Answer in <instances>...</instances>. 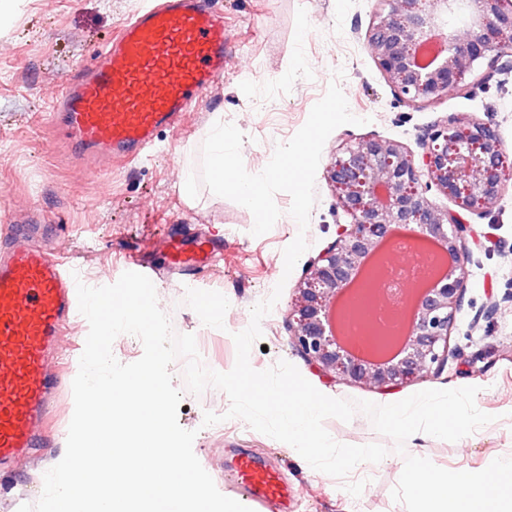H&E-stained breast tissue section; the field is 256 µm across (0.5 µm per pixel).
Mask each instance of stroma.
I'll return each instance as SVG.
<instances>
[{
    "label": "stroma",
    "instance_id": "stroma-1",
    "mask_svg": "<svg viewBox=\"0 0 512 512\" xmlns=\"http://www.w3.org/2000/svg\"><path fill=\"white\" fill-rule=\"evenodd\" d=\"M224 14L227 46L224 76L185 113L180 128L158 134L146 160L130 165L88 161L57 141L49 122L53 101L65 79L90 63L120 28L139 13L144 0H17L9 22L0 25V230L16 215L39 209L55 227L56 247L66 250L86 285L115 283L126 254H140L159 273L160 308L179 334L196 338L211 369L226 372L236 358L233 333L247 328L250 311L275 285L282 294L261 322L262 336L250 353L256 370L285 360L321 393L379 405L401 401L426 389L478 387L476 405L491 423L456 442L429 438L424 454L451 471L478 472L494 459L512 458V73L482 61L463 87L432 103L403 102L374 62L367 45L377 0H210ZM344 70L335 79L336 70ZM338 81L352 114L363 126L343 125L326 140L320 167L339 148L367 139L398 142L420 154L431 127L456 115L498 129L506 149L503 192L490 212L469 215L482 244L473 248L462 275L466 293L451 330L448 363L402 388L378 393L318 372L296 350L290 308L315 259L336 238L348 218L336 206L333 187L315 179L316 203L307 230L289 215L291 197L280 192L281 216L266 234L253 236V216L241 205L200 188L197 197L180 191L183 180L201 168V145L216 115L245 135L241 149L247 171H262L277 145L305 124L331 81ZM309 243L292 273L283 250L297 236ZM224 244L210 265L190 270L172 263L166 240ZM224 303V317L201 315L202 299ZM492 318L475 315L490 302ZM173 383L183 389L178 421L195 431L193 451L225 496L241 500L231 482L238 454L249 453L275 467L297 497L296 512H405L392 498L405 455L379 434L362 413L351 421L327 419L325 427L343 444L378 443L387 448L379 463L352 470L342 480L311 468L291 446L250 428L239 418L204 426L211 411H228L230 400L209 388L185 391L180 371ZM74 411L71 391L54 403L46 445L31 462L0 466V512H18L38 501L44 473L63 457Z\"/></svg>",
    "mask_w": 512,
    "mask_h": 512
}]
</instances>
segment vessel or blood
I'll return each instance as SVG.
<instances>
[{
	"label": "vessel or blood",
	"instance_id": "b4317fda",
	"mask_svg": "<svg viewBox=\"0 0 512 512\" xmlns=\"http://www.w3.org/2000/svg\"><path fill=\"white\" fill-rule=\"evenodd\" d=\"M223 73V15L208 0H152L70 79L49 119L82 154L136 162ZM42 234L32 215L0 236V461L44 444L58 387L49 356L78 310L71 262ZM234 478L258 506L288 498L278 472L252 457L238 460Z\"/></svg>",
	"mask_w": 512,
	"mask_h": 512
}]
</instances>
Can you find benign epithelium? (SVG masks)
Listing matches in <instances>:
<instances>
[{
	"instance_id": "7a95c632",
	"label": "benign epithelium",
	"mask_w": 512,
	"mask_h": 512,
	"mask_svg": "<svg viewBox=\"0 0 512 512\" xmlns=\"http://www.w3.org/2000/svg\"><path fill=\"white\" fill-rule=\"evenodd\" d=\"M367 43L378 67L410 103L434 102L462 86L481 60L512 51V0H377ZM465 23L461 42L451 25ZM414 157L390 140L342 148L327 168L337 206L349 218L336 240L299 285L292 309L294 344L319 371L377 391L400 388L448 362V336L466 284L456 274L467 262L474 229L465 214L488 212L503 190L504 144L498 131L451 117L433 126ZM426 181H421V178ZM437 189L454 204L440 209ZM430 245L447 255L448 269L413 293L401 333L360 354L340 334V297L363 266H386L397 248L414 254Z\"/></svg>"
}]
</instances>
